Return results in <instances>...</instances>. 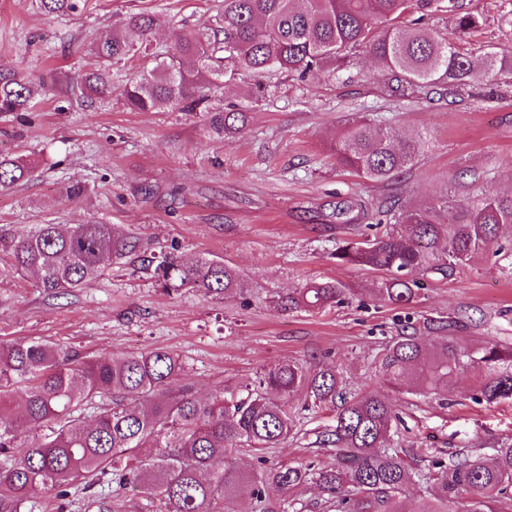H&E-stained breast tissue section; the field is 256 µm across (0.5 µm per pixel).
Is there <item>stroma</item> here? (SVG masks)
I'll list each match as a JSON object with an SVG mask.
<instances>
[{"mask_svg": "<svg viewBox=\"0 0 512 512\" xmlns=\"http://www.w3.org/2000/svg\"><path fill=\"white\" fill-rule=\"evenodd\" d=\"M54 18L35 0H0V66L36 65L45 96L33 112H0V151L30 159L29 179L0 188V230L97 220L140 237L148 252L211 255L234 267L242 287L228 299L198 291L166 294L140 261L113 265L70 294L50 298L0 265V341L38 337L84 356L164 349L185 362L181 381L202 399L234 390L285 361L343 371L347 396L384 393L378 358L395 336L423 344L445 335L468 346L512 345V228L496 251L470 266L420 279L414 302L376 300L381 274L339 265L337 243L361 240L393 200L512 193V83L478 82L458 95L431 88L420 99L391 91L376 62L358 52L336 73L265 80L244 74L216 93L249 118L236 134L214 133L205 112H137L121 81L108 97L86 99L67 85L89 60L90 38L135 8L161 13L151 34L167 44L177 29L210 26L221 0H85ZM478 15L466 46L481 54L512 48V0H451ZM365 112L405 137L423 136L418 162L384 183L337 164L329 144L348 115ZM82 184L73 198L69 185ZM365 203L366 215L346 214ZM349 290L331 309L290 312L279 295L313 280ZM478 372L454 376L438 395L388 394L402 417V456L421 467L435 456L492 457L512 441V401L474 402ZM298 432L269 449L270 464H323L318 433L328 409L302 410Z\"/></svg>", "mask_w": 512, "mask_h": 512, "instance_id": "1", "label": "stroma"}]
</instances>
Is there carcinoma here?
<instances>
[{
    "label": "carcinoma",
    "mask_w": 512,
    "mask_h": 512,
    "mask_svg": "<svg viewBox=\"0 0 512 512\" xmlns=\"http://www.w3.org/2000/svg\"><path fill=\"white\" fill-rule=\"evenodd\" d=\"M80 0H38L47 16L75 13ZM445 10L444 0H223L215 26L182 31L162 49L147 40L160 17L133 10L94 41L93 59L78 90L88 97L112 92V66L133 58L138 74L126 80L124 98L138 112L210 113L217 134L235 133L247 113L209 104V93L242 73L266 77L278 71L306 75L339 71L354 50L372 55L384 75L417 92L433 85L459 91L474 81L512 79V51L490 48L475 57L464 48L479 26L478 15H456L452 36L428 26L426 17ZM43 82L0 67V112H29ZM426 146L406 139L364 115L347 120L331 151L336 162L366 181L383 182L411 168ZM30 163L0 153V187L25 180ZM397 228L363 242H344L330 257L343 265L381 271L374 292L387 303L406 305L419 282L409 278L446 272L486 253L500 229L512 224V194L450 197L386 207ZM144 252L139 237L110 224H40L22 233H0V260L14 274L33 279L51 297L67 295L100 277L112 264ZM168 294L190 288L212 297L240 287L239 272L222 260L199 256L185 261L169 252L154 268ZM346 287L336 281L307 282L281 297L288 309L319 312L340 303ZM484 373L477 401L512 400V349L496 344L465 348L446 336L432 347L415 336H398L379 358L390 388L411 381L431 393L457 372ZM183 372L178 356L152 350L121 356L86 357L40 338L0 343V512H33L36 496L55 491L58 512L69 507V488L108 477L150 501L161 512H232L248 495L256 512H285L267 498L269 480L286 492L315 484L337 512H406L400 495L421 482L426 495L413 512H450L465 499L463 512H496L498 495L512 486V443L495 449L487 462L478 455L431 461L414 469L388 443L399 419L381 396L349 400L336 367L312 372L283 362L245 384V394L219 390L201 401L188 386L174 388ZM305 396L308 407L328 408L336 424L316 443L335 450L332 463L313 468L288 464L258 480L242 472L233 455L246 448L264 460L296 427L289 401ZM96 409L92 423L76 412Z\"/></svg>",
    "instance_id": "obj_1"
}]
</instances>
